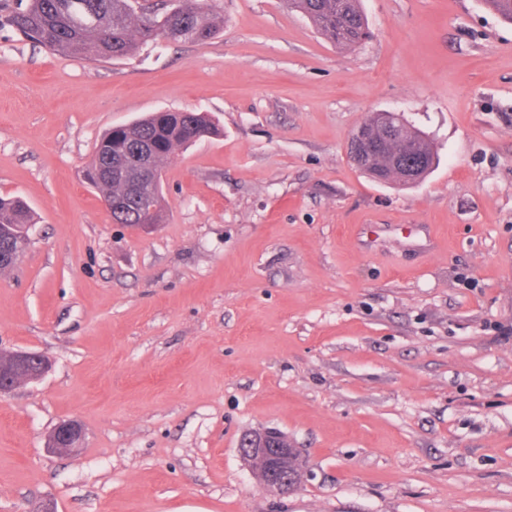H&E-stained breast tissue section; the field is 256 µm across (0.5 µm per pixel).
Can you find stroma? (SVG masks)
I'll return each mask as SVG.
<instances>
[{"label": "stroma", "instance_id": "35a3bbf8", "mask_svg": "<svg viewBox=\"0 0 512 512\" xmlns=\"http://www.w3.org/2000/svg\"><path fill=\"white\" fill-rule=\"evenodd\" d=\"M0 0V196L36 222L0 272V349L50 368L0 396V512H512V23L483 0H362L339 48L283 0H207L203 42L89 61ZM209 117L163 217L114 223L83 179L106 131ZM423 130L412 186L349 159L371 112ZM81 423L82 448H48ZM286 432L299 489L241 435ZM84 430L73 420L60 423L49 437L48 447L59 453H71L82 447ZM238 447L263 491L279 497L297 491V482L288 480V467L305 461L288 435L275 428L250 430L241 435Z\"/></svg>", "mask_w": 512, "mask_h": 512}]
</instances>
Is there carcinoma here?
<instances>
[{
	"label": "carcinoma",
	"instance_id": "obj_1",
	"mask_svg": "<svg viewBox=\"0 0 512 512\" xmlns=\"http://www.w3.org/2000/svg\"><path fill=\"white\" fill-rule=\"evenodd\" d=\"M288 6L306 16L331 42L342 47L361 44L370 33L361 0H287ZM159 4L144 0L134 9L130 0H27L9 17L14 31L51 51L89 60L121 59L162 36L172 41L199 42L220 32L218 22L208 12L204 0H179L174 10L158 16ZM216 133L203 117L192 112L151 113L141 120L112 128L96 145L92 164L84 172L85 181L102 198L113 203L112 219L117 224L137 228L160 221L162 195L149 183L133 193L120 178L103 177L100 169L114 160L135 169L148 161L156 174L173 151ZM406 136L419 151L435 157L426 134L412 126ZM376 180L400 183L388 159L367 170ZM32 215L17 197L0 198V246L20 238Z\"/></svg>",
	"mask_w": 512,
	"mask_h": 512
}]
</instances>
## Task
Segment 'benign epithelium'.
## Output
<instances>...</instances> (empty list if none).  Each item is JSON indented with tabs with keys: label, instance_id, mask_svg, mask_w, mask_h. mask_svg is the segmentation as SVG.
Masks as SVG:
<instances>
[{
	"label": "benign epithelium",
	"instance_id": "7a95c632",
	"mask_svg": "<svg viewBox=\"0 0 512 512\" xmlns=\"http://www.w3.org/2000/svg\"><path fill=\"white\" fill-rule=\"evenodd\" d=\"M377 127L358 126L349 140V154L357 167L363 169L383 151L389 152L398 177L410 184L420 179L422 162L417 166L401 164L402 156L413 152L416 145L404 137L402 126L408 124L397 112H376ZM24 245L0 250V270L17 263L25 252ZM49 369V362L29 351L0 350V395L22 383L39 380ZM84 430L73 420L60 423L49 437L48 447L59 453H71L82 447ZM239 452L254 473L259 487L275 496L285 497L297 491V482L288 480V467L304 462L299 449L292 446L288 435L275 428L250 430L241 435Z\"/></svg>",
	"mask_w": 512,
	"mask_h": 512
}]
</instances>
